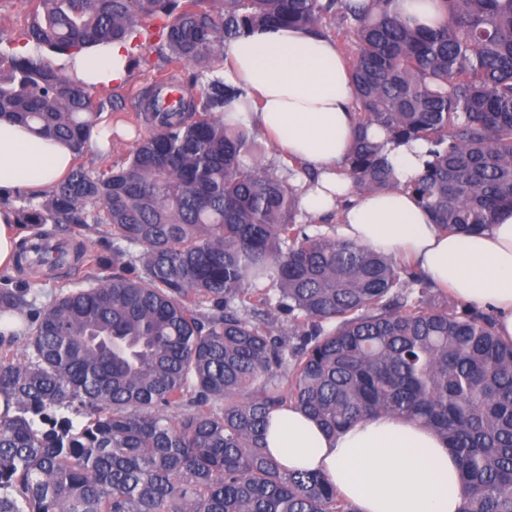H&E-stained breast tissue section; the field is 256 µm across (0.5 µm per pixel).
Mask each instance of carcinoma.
<instances>
[{"instance_id": "cac0c4a2", "label": "carcinoma", "mask_w": 512, "mask_h": 512, "mask_svg": "<svg viewBox=\"0 0 512 512\" xmlns=\"http://www.w3.org/2000/svg\"><path fill=\"white\" fill-rule=\"evenodd\" d=\"M40 2L18 35L37 50L125 43L148 17L195 75L173 107L138 94L147 133L126 161L79 167L18 210L21 224L102 227L112 255L41 309L0 287V318L25 326L0 334V512H358L267 453L265 421L290 406L333 434L378 415L419 423L455 454L464 512H512V344L492 314L314 227L257 134L224 123L240 91L214 76L224 41L252 27L353 42V190L401 185L439 230L477 233L512 206V0H433L429 26L398 0ZM94 89L39 53L0 52V118L79 154L112 104ZM417 140L427 159L402 185L386 147ZM20 248L48 273L68 256L43 232Z\"/></svg>"}]
</instances>
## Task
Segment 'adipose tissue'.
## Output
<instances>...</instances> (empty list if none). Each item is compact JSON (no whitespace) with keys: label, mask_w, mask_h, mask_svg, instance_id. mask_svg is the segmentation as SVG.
Masks as SVG:
<instances>
[{"label":"adipose tissue","mask_w":512,"mask_h":512,"mask_svg":"<svg viewBox=\"0 0 512 512\" xmlns=\"http://www.w3.org/2000/svg\"><path fill=\"white\" fill-rule=\"evenodd\" d=\"M225 82L241 97L224 118L262 134L277 154L316 175L303 187L301 206L313 216L337 217L339 237L386 256L414 260L433 283L464 304L493 311L498 336L512 343V208L488 230L466 237L440 231L430 213L402 188L418 174L426 145H393L389 155L398 188L353 193L340 173L356 128L353 88L334 40L304 31L261 26L224 44ZM128 47L101 46L64 61L69 74L101 86L123 84ZM66 140L36 135L0 119V198L38 192L70 169ZM32 230L14 209L0 207V270L11 269L19 243ZM264 442L288 470L323 475L359 512H462L464 497L455 455L434 431L379 416L332 435L294 408L270 414Z\"/></svg>","instance_id":"1"}]
</instances>
